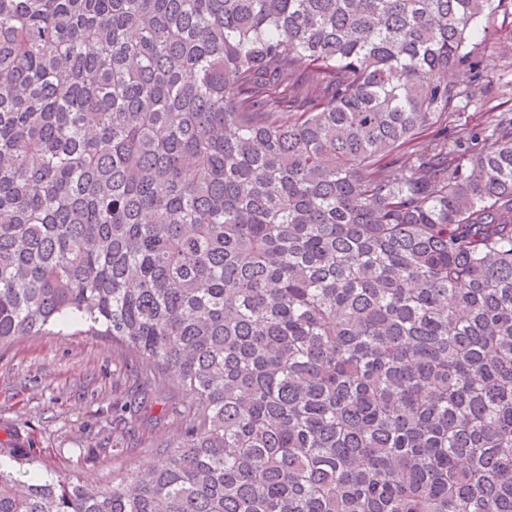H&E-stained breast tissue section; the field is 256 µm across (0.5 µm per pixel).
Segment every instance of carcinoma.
<instances>
[{"label":"carcinoma","mask_w":512,"mask_h":512,"mask_svg":"<svg viewBox=\"0 0 512 512\" xmlns=\"http://www.w3.org/2000/svg\"><path fill=\"white\" fill-rule=\"evenodd\" d=\"M498 14L0 0V348L82 323L193 398L0 512H512V119L442 133Z\"/></svg>","instance_id":"cac0c4a2"}]
</instances>
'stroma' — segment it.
<instances>
[{"mask_svg":"<svg viewBox=\"0 0 512 512\" xmlns=\"http://www.w3.org/2000/svg\"><path fill=\"white\" fill-rule=\"evenodd\" d=\"M489 97L512 114V23L496 20L485 43ZM123 349L76 324L60 334L24 337L0 348V441L15 430L33 451L36 473L100 485L147 465L175 436L172 418L144 408L136 423L112 412L133 401L137 385Z\"/></svg>","mask_w":512,"mask_h":512,"instance_id":"stroma-1","label":"stroma"}]
</instances>
